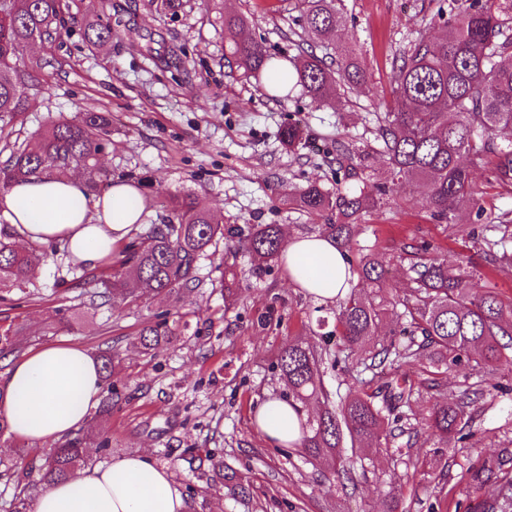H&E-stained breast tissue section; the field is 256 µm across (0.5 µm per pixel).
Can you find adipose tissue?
<instances>
[{
  "label": "adipose tissue",
  "instance_id": "1",
  "mask_svg": "<svg viewBox=\"0 0 512 512\" xmlns=\"http://www.w3.org/2000/svg\"><path fill=\"white\" fill-rule=\"evenodd\" d=\"M74 174L33 179L0 191V214L23 243L61 244L76 265L96 267L140 223L143 197L127 183L87 197ZM281 261L290 283L316 300L344 296L348 264L322 235L289 239ZM102 393L99 362L82 348L47 344L12 361L0 374V414L15 435L46 444L81 427ZM307 415L298 406L271 398L257 406L254 425L275 446L300 443ZM33 512H187L183 494L167 468L134 451L109 464L49 485Z\"/></svg>",
  "mask_w": 512,
  "mask_h": 512
}]
</instances>
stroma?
Masks as SVG:
<instances>
[{
  "instance_id": "1",
  "label": "stroma",
  "mask_w": 512,
  "mask_h": 512,
  "mask_svg": "<svg viewBox=\"0 0 512 512\" xmlns=\"http://www.w3.org/2000/svg\"><path fill=\"white\" fill-rule=\"evenodd\" d=\"M465 10L470 0H343L334 32L314 36L298 25L300 0H183L177 15L157 11L151 0H94L105 14L122 18L112 38L88 48L80 33L61 45L25 47L23 60L38 62L45 82L31 101L18 140L30 139L50 122L83 112L112 115V144L101 165L113 180L134 176L145 201V222L156 219L155 194H193L200 207L227 224H279L294 235L317 233L323 217L295 209V188L318 183L334 189L343 174L335 146L353 150L372 142L378 119L394 110L393 60L418 37L441 35L439 8ZM247 15L246 37L271 53L313 50L327 58L339 46L355 49L365 70L369 96L339 94L327 107L314 104L302 87L272 96L266 77L242 79L224 59L225 12ZM300 123L308 144L288 150L283 126ZM473 181L484 222L512 212V186ZM427 242L448 263L471 259L480 275L477 289L512 302V264L486 265L473 240L436 223L421 187L391 191L387 205L367 213L356 235L358 249L373 246L398 257L404 245ZM24 289L0 292V327L17 332L15 354L56 343L84 347L91 355L119 352L114 380L122 400L105 425L87 419L79 432L104 428L105 448L91 447L94 465L147 450L166 467L194 512H382L398 497L403 512H467L473 498L468 468L479 461L512 458V376L499 374L492 396L477 407L467 438L447 448L411 432L407 445L342 449L335 462L306 460L299 449L275 448L252 423L256 406L288 389L272 363L289 340L305 338L314 349L327 340L317 321L336 310L333 302L307 297L288 282L282 263L252 277L247 257H238V302L224 305L223 251L202 263L204 287L193 301L174 306L150 298L117 306L92 307L88 285L74 284L82 267L68 263L61 247ZM275 305L281 322L261 325L259 316ZM178 312L189 326L172 346L144 353L139 332L145 321ZM51 444L18 438L0 428V460L25 475L26 495L0 476V512H31L43 490L41 466ZM246 476L249 492L230 496L221 484L195 478L191 468L208 450ZM351 470L339 484L332 467Z\"/></svg>"
}]
</instances>
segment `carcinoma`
Returning a JSON list of instances; mask_svg holds the SVG:
<instances>
[{
    "instance_id": "cac0c4a2",
    "label": "carcinoma",
    "mask_w": 512,
    "mask_h": 512,
    "mask_svg": "<svg viewBox=\"0 0 512 512\" xmlns=\"http://www.w3.org/2000/svg\"><path fill=\"white\" fill-rule=\"evenodd\" d=\"M339 2L303 0L302 30L319 35L335 29ZM497 2L495 10L483 0H471L461 13L454 12L452 3L448 11L438 10L445 25L443 37H419L396 58L398 107L385 114L373 144L354 152L336 141V163L346 178L360 179L370 153L382 156L385 180L393 185L421 184L431 217L477 242L491 265L507 254L512 219L505 215L496 224L484 225L480 235L474 225L459 222L457 213L476 205L474 170L485 171L500 185H512V0ZM74 20L67 0H0V133L28 110L29 91L40 84L39 65L26 63L19 48L33 42L62 43ZM248 23L243 14H224L226 55L244 76L252 77L279 67L286 55L271 54L243 38ZM81 28L93 46L112 37L110 17L92 3L81 13ZM290 63L296 83L320 106L332 102L342 85L359 96L366 94L363 71L349 50L337 52L334 70L303 49ZM111 127V115L86 112L77 120L52 122L29 142L4 144L0 149L9 156L0 165V185L65 174L74 167L82 174L86 195L103 194L112 185V174L100 165L101 155L112 144ZM280 136L290 147L304 145L303 131L295 123L284 127ZM387 196L384 185L373 194L359 183L334 192L309 184L297 189L292 201L310 215L336 214V220L319 231L346 257L354 245L355 221L381 206ZM221 242L229 254H246L257 275L271 269L286 246L278 224L224 225L190 197L175 195L167 215L132 230L129 241L112 253L108 276L92 278L91 297L133 302L149 293L181 303L202 287L199 260ZM404 252L409 295L388 292L386 257L363 249L351 267L357 282L335 314L333 346L318 354L306 342L294 340L276 355L273 369L288 387V400L318 405L300 443L312 459L333 458L346 443L352 448L389 445L406 433L402 408L411 398L438 389V376L449 369L468 365L480 380L465 385L451 401L435 402L424 418L428 438L446 447L473 421L472 408L498 388L491 375L504 366L512 371V361L504 359V351L512 348V302L476 289L469 265H450L431 255L427 244L410 243ZM47 258L39 243L16 249L12 234L1 229L0 290L29 282ZM237 290L235 266L227 263L225 300H234ZM388 320L402 326L403 339L393 338L392 331L380 334ZM183 329L166 317L149 322L139 333L140 345L146 352L172 345ZM351 356L358 375L346 381L347 389L336 401L321 387L320 372ZM100 358L106 396L98 416L104 421L121 400L113 381L119 353L104 351ZM423 358L429 361L428 369L415 380L407 369ZM366 372L371 373L368 380L361 378ZM88 448L84 436L67 438L45 458L43 483L51 485L88 466ZM206 461L208 471L202 475L226 482L234 496L248 493L242 477L225 470L216 451H210ZM468 476L477 491L487 483L497 485L496 494L474 499L471 512H512V470L484 461L470 467Z\"/></svg>"
}]
</instances>
